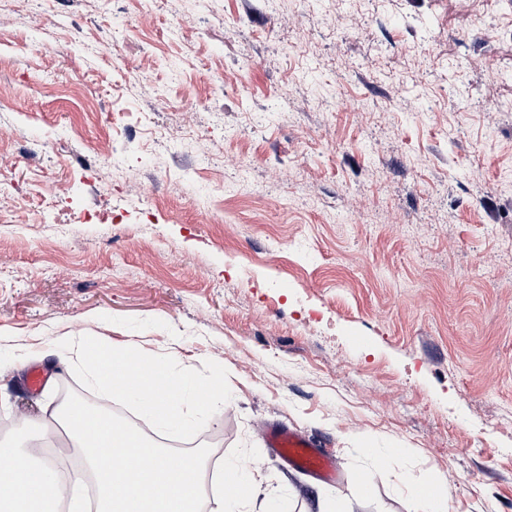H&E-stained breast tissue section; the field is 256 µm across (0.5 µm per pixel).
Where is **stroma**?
I'll list each match as a JSON object with an SVG mask.
<instances>
[{
    "mask_svg": "<svg viewBox=\"0 0 512 512\" xmlns=\"http://www.w3.org/2000/svg\"><path fill=\"white\" fill-rule=\"evenodd\" d=\"M512 18L494 0H6L0 410L53 439L98 336L228 372L185 446L251 508L512 512ZM333 453L327 485L263 440ZM430 487L431 491L426 492ZM408 496L416 503L417 510L421 512H445L442 497V483L436 476H432L428 481L411 482L405 486Z\"/></svg>",
    "mask_w": 512,
    "mask_h": 512,
    "instance_id": "stroma-1",
    "label": "stroma"
}]
</instances>
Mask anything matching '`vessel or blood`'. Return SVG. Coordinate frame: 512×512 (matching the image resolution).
<instances>
[{
    "label": "vessel or blood",
    "instance_id": "1",
    "mask_svg": "<svg viewBox=\"0 0 512 512\" xmlns=\"http://www.w3.org/2000/svg\"><path fill=\"white\" fill-rule=\"evenodd\" d=\"M264 436L273 447L279 448L290 465L306 470L330 484L338 480L339 472L333 455L296 429L272 425L266 427Z\"/></svg>",
    "mask_w": 512,
    "mask_h": 512
}]
</instances>
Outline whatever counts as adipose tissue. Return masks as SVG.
<instances>
[{"label":"adipose tissue","mask_w":512,"mask_h":512,"mask_svg":"<svg viewBox=\"0 0 512 512\" xmlns=\"http://www.w3.org/2000/svg\"><path fill=\"white\" fill-rule=\"evenodd\" d=\"M60 419L95 478V512H204V502L228 485L237 503L253 495L247 466L207 471L204 452L168 451L98 407L65 409ZM64 500L70 512H85L81 491L65 492L53 460L23 450L17 439H0V512H58Z\"/></svg>","instance_id":"1"}]
</instances>
